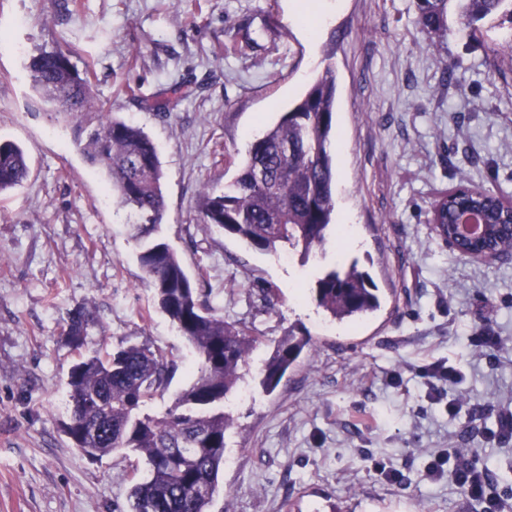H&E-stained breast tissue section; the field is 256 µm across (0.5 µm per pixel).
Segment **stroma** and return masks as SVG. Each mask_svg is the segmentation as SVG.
<instances>
[{"label": "stroma", "instance_id": "1", "mask_svg": "<svg viewBox=\"0 0 512 512\" xmlns=\"http://www.w3.org/2000/svg\"><path fill=\"white\" fill-rule=\"evenodd\" d=\"M60 2L0 0V137L31 161L24 187L0 195V512H126L146 467L133 453L87 457L63 431L78 358L63 336L70 310L99 320L89 349L165 351L176 372L154 412L199 365L154 303L135 228L79 147L85 132L33 90L29 60L55 45L93 69L106 110L154 140L163 236L190 275L204 273L211 306L258 339L241 371L245 398L225 404L233 425L210 512H483L452 480L422 478L431 455L455 448L473 449L493 488L512 494V436L486 438L512 405V255L465 258L429 222L437 196L459 184L512 200V63L488 50L512 28L486 18L476 41L452 12L448 41L433 43L416 0ZM327 64L334 221L360 245L331 236L305 263L203 223V187L223 191L237 154ZM353 262L381 307L335 321L312 290ZM292 326L313 346L266 391L260 369ZM487 333L502 346L473 350ZM437 361L459 383L428 381L422 369ZM383 466L401 481L384 480Z\"/></svg>", "mask_w": 512, "mask_h": 512}]
</instances>
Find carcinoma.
<instances>
[{
	"mask_svg": "<svg viewBox=\"0 0 512 512\" xmlns=\"http://www.w3.org/2000/svg\"><path fill=\"white\" fill-rule=\"evenodd\" d=\"M455 0H416L417 23L427 33L448 36V10ZM460 24L469 37H483L479 22L501 15L512 25V0H464ZM33 86L41 99L71 111L76 99L94 120L85 143L88 158L112 180V196L129 212L140 242L137 260L150 280L157 308L194 349L200 366L194 380L162 414L149 403L169 386L173 365L160 349L148 345L95 350L77 362L68 375V421L64 432L89 457L134 452L148 465L147 476L133 485L128 512H209L219 492L226 435L232 419L224 403L236 391L240 369L256 339L245 327L224 320L202 294L203 277L185 270L170 245L156 237L166 204L163 170L154 141L143 128L101 111L90 69L80 70L70 51L43 49L30 63ZM336 103V74L331 65L279 121L253 139L238 160L237 172L224 191L202 190L200 214L259 251L288 249L309 260L326 241L335 212V161L330 151ZM31 166L16 142L0 138V194L24 184ZM482 208L491 236L468 242V252L512 251V210L503 196L490 190L474 195L460 185L446 193L441 224L452 233L455 213ZM378 288L356 266L331 268L315 282L317 306L342 321L377 311ZM93 312L68 313L63 334L75 350L88 345ZM311 337L288 331L264 364L262 385L273 391L302 353Z\"/></svg>",
	"mask_w": 512,
	"mask_h": 512,
	"instance_id": "carcinoma-1",
	"label": "carcinoma"
}]
</instances>
